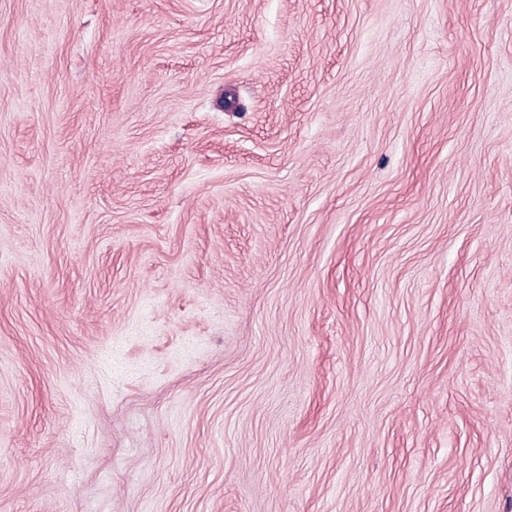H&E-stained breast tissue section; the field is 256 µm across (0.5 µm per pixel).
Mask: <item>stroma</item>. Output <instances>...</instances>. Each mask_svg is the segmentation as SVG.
<instances>
[{"mask_svg": "<svg viewBox=\"0 0 512 512\" xmlns=\"http://www.w3.org/2000/svg\"><path fill=\"white\" fill-rule=\"evenodd\" d=\"M0 512H512V0H0Z\"/></svg>", "mask_w": 512, "mask_h": 512, "instance_id": "35a3bbf8", "label": "stroma"}]
</instances>
